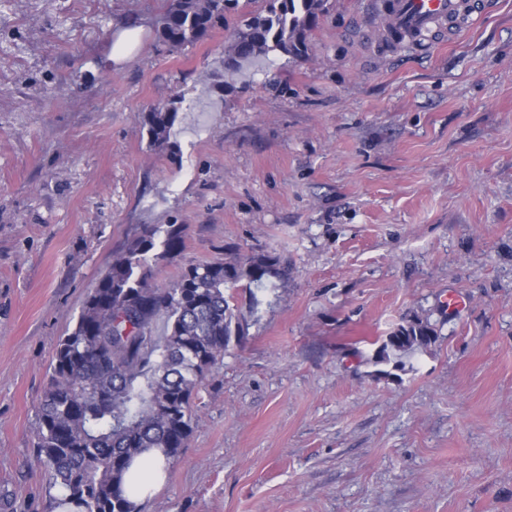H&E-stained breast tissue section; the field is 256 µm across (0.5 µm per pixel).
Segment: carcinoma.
<instances>
[{
	"label": "carcinoma",
	"instance_id": "obj_1",
	"mask_svg": "<svg viewBox=\"0 0 512 512\" xmlns=\"http://www.w3.org/2000/svg\"><path fill=\"white\" fill-rule=\"evenodd\" d=\"M325 0H263L244 12L240 0H168L159 36L171 48L193 45L227 16L239 21L224 51V69L239 73L256 57L309 49ZM177 108L143 116L150 143L170 148ZM186 225L154 224L114 257L84 300L76 326L61 338L38 408L37 461L75 512H136L124 486L140 487L134 459L152 448L174 462L192 432L195 400L232 341L245 335L246 316L234 288L261 286L270 258L231 252L182 269L169 286L154 271L179 253ZM166 332L155 334L158 319ZM439 338L419 317L374 340L377 365L426 349Z\"/></svg>",
	"mask_w": 512,
	"mask_h": 512
}]
</instances>
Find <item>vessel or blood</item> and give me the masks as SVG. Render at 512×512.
<instances>
[{
    "instance_id": "obj_1",
    "label": "vessel or blood",
    "mask_w": 512,
    "mask_h": 512,
    "mask_svg": "<svg viewBox=\"0 0 512 512\" xmlns=\"http://www.w3.org/2000/svg\"><path fill=\"white\" fill-rule=\"evenodd\" d=\"M382 11L390 30L420 36L456 33L484 16L488 0H383Z\"/></svg>"
}]
</instances>
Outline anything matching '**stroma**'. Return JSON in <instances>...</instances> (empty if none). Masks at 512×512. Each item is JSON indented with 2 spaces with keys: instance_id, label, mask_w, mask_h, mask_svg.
I'll list each match as a JSON object with an SVG mask.
<instances>
[{
  "instance_id": "1",
  "label": "stroma",
  "mask_w": 512,
  "mask_h": 512,
  "mask_svg": "<svg viewBox=\"0 0 512 512\" xmlns=\"http://www.w3.org/2000/svg\"><path fill=\"white\" fill-rule=\"evenodd\" d=\"M165 8L0 0V512H51L52 358L152 224L187 227L162 287L231 250L276 263L142 512H512V0L421 47L328 0L305 56L233 76L227 31L170 48ZM173 100L166 153L142 114ZM415 316L437 343L374 376ZM115 35L112 62L119 65L131 58L140 44V38L138 31L130 29H120Z\"/></svg>"
}]
</instances>
